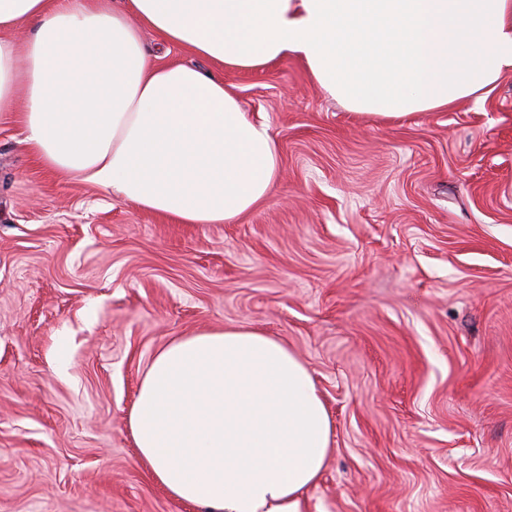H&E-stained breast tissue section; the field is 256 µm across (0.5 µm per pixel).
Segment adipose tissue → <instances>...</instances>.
Returning <instances> with one entry per match:
<instances>
[{"mask_svg": "<svg viewBox=\"0 0 512 512\" xmlns=\"http://www.w3.org/2000/svg\"><path fill=\"white\" fill-rule=\"evenodd\" d=\"M29 27L24 49L10 34ZM242 70L298 58L353 112L403 118L512 73V0H0V112L48 170L180 224H231L273 191L277 146L224 88L143 42ZM140 460L206 512H303L331 421L305 363L264 330L176 338L129 410Z\"/></svg>", "mask_w": 512, "mask_h": 512, "instance_id": "1", "label": "adipose tissue"}]
</instances>
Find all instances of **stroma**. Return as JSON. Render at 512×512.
Returning <instances> with one entry per match:
<instances>
[{"label": "stroma", "instance_id": "obj_1", "mask_svg": "<svg viewBox=\"0 0 512 512\" xmlns=\"http://www.w3.org/2000/svg\"><path fill=\"white\" fill-rule=\"evenodd\" d=\"M143 39L223 74L279 177L237 223L178 224L45 170L0 112V512H201L127 415L158 349L227 325L283 340L327 407L304 512H512V74L383 119L293 57L241 72Z\"/></svg>", "mask_w": 512, "mask_h": 512}]
</instances>
